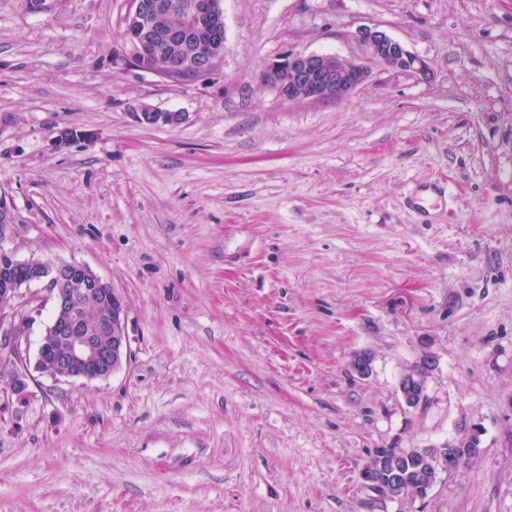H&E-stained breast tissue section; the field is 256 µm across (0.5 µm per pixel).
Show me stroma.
Wrapping results in <instances>:
<instances>
[{
    "mask_svg": "<svg viewBox=\"0 0 512 512\" xmlns=\"http://www.w3.org/2000/svg\"><path fill=\"white\" fill-rule=\"evenodd\" d=\"M221 5L216 70L173 83L130 64V0H0V245L111 284L131 348L104 380L31 372L22 398L0 375V512H512V0ZM373 25L427 78L374 64L341 102L258 79L291 52L362 58ZM66 128L89 138L56 148ZM17 304L32 360L54 304L41 284ZM426 353L413 409L398 384ZM473 429L479 457L425 497L360 478L374 449ZM183 119V114L179 112H161L154 110H145L137 114L138 122L148 126H175L180 124L183 121Z\"/></svg>",
    "mask_w": 512,
    "mask_h": 512,
    "instance_id": "1",
    "label": "stroma"
}]
</instances>
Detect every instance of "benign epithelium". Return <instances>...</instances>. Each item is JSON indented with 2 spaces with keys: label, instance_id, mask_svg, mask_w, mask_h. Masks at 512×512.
I'll use <instances>...</instances> for the list:
<instances>
[{
  "label": "benign epithelium",
  "instance_id": "obj_1",
  "mask_svg": "<svg viewBox=\"0 0 512 512\" xmlns=\"http://www.w3.org/2000/svg\"><path fill=\"white\" fill-rule=\"evenodd\" d=\"M132 7L125 18L123 32L130 46V62L143 70L172 82L180 81L188 74L193 79L207 76L223 57L224 13L221 0H131ZM177 9L183 17L182 31L202 28L209 32L213 51L208 55L183 60L161 62L149 35L150 24L168 11ZM356 38L361 44L365 59L385 68L411 75H428L427 64L408 51L405 46L390 37L377 26H365L358 30ZM368 77V68L362 61L344 60L332 55L291 53L264 66L259 81L269 85L290 99L316 102H338L350 96ZM139 123L148 126H175L183 121L179 112L145 110L137 114ZM15 224L14 211L6 197L0 195V239H5ZM6 262L0 264V373L10 377L9 386L13 394L25 395L29 378L27 358L21 351L26 339L27 317L16 306L22 286L43 283L51 288L55 316L45 329V336L65 339L62 351L51 363H43L37 357L34 370L54 378L77 380L105 379L120 369L130 359V346L125 330V306L112 288L87 266L78 263H60L38 258L20 259L9 250L3 253ZM80 288V296L91 298L105 306L106 317L99 328L109 333L104 341L92 335L83 320L63 318L59 313L69 308L72 295L68 285ZM373 355L368 351L358 353L353 362L354 371L366 377L372 370ZM419 369L413 368L402 374L399 391L408 406L422 405L425 396L419 387L427 383L434 371L436 359L425 353L421 356ZM429 453L440 468H457L467 457L452 455L440 448H397L395 454ZM388 458L381 449L374 450L373 462L366 465L360 477L363 483L376 487L375 474Z\"/></svg>",
  "mask_w": 512,
  "mask_h": 512
}]
</instances>
